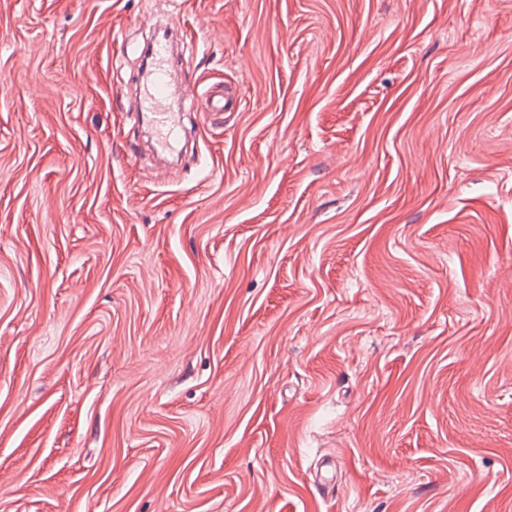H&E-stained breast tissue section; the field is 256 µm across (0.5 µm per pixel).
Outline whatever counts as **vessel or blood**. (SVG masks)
Wrapping results in <instances>:
<instances>
[{
    "instance_id": "obj_1",
    "label": "vessel or blood",
    "mask_w": 512,
    "mask_h": 512,
    "mask_svg": "<svg viewBox=\"0 0 512 512\" xmlns=\"http://www.w3.org/2000/svg\"><path fill=\"white\" fill-rule=\"evenodd\" d=\"M147 51L148 60L134 80V109L148 126L155 152L171 154L177 151L184 134L183 111L173 102L195 98L197 90L194 83L174 78V71L183 69L184 59L172 53L167 41L154 39Z\"/></svg>"
}]
</instances>
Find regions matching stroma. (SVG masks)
I'll return each instance as SVG.
<instances>
[{
    "label": "stroma",
    "instance_id": "stroma-1",
    "mask_svg": "<svg viewBox=\"0 0 512 512\" xmlns=\"http://www.w3.org/2000/svg\"><path fill=\"white\" fill-rule=\"evenodd\" d=\"M0 512H512V0H0ZM147 51V63L134 80L137 92L132 112H140L146 122L155 152L173 154L184 134L183 109L175 108L173 101L178 96L182 106L187 99H192L193 105L196 84L174 78L173 69L184 71V58L174 55L167 41L156 38L149 43Z\"/></svg>",
    "mask_w": 512,
    "mask_h": 512
}]
</instances>
